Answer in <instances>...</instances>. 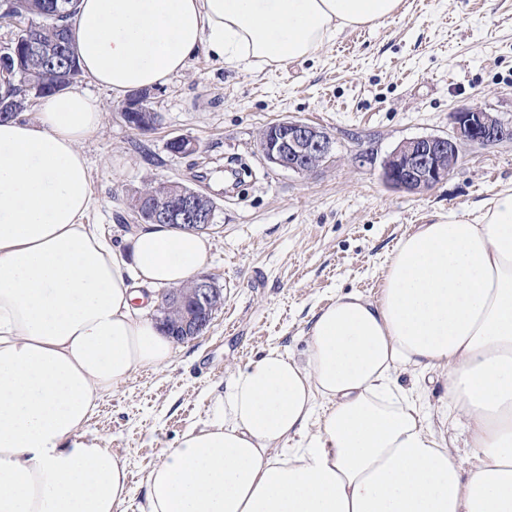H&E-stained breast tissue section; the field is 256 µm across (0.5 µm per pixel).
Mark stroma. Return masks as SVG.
<instances>
[{"mask_svg": "<svg viewBox=\"0 0 512 512\" xmlns=\"http://www.w3.org/2000/svg\"><path fill=\"white\" fill-rule=\"evenodd\" d=\"M103 120L81 143L94 195L90 222L122 244L140 225L129 203L150 182L181 181L216 204L202 268L224 304L200 336L173 345L170 364L147 370L100 403L89 437L123 456L137 512L144 477L166 449L215 416L232 374L269 349L300 355L319 310L338 294L378 297L397 240L433 215L473 210L512 185V142L463 146L448 179L413 195L379 177L403 140L452 134L451 115L480 106L512 123V0H401L375 26L344 30L310 59L261 70L199 50L152 88L158 126L139 133L120 99L81 78ZM326 130L334 151L320 169H275L261 131L283 118ZM192 139L190 155L168 151Z\"/></svg>", "mask_w": 512, "mask_h": 512, "instance_id": "obj_1", "label": "stroma"}]
</instances>
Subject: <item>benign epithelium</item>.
<instances>
[{
    "label": "benign epithelium",
    "mask_w": 512,
    "mask_h": 512,
    "mask_svg": "<svg viewBox=\"0 0 512 512\" xmlns=\"http://www.w3.org/2000/svg\"><path fill=\"white\" fill-rule=\"evenodd\" d=\"M61 42L47 43L39 27L27 29L24 37H16L0 47V78L21 71L13 67L23 56L45 61L63 53ZM144 92L131 94L122 110V118L140 132L152 130L158 116L143 106ZM453 134L426 135L400 142L382 162L380 178L393 189L412 194L422 193L448 179L455 170L464 144L488 146L512 141V125L481 107H463L452 113ZM259 150L265 160L281 170L307 174L322 166L333 151V140L322 128L295 118H285L264 128L259 136ZM172 191L163 200L150 202L137 210L145 224H176L184 229L206 232L214 219L212 199L181 183H171ZM183 305V316L174 326L163 324L170 337L185 340L202 333L210 324L213 312L224 304V296L211 281L200 276L187 297L174 291L161 296L160 310L168 305Z\"/></svg>",
    "instance_id": "benign-epithelium-1"
}]
</instances>
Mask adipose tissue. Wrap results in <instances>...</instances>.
Returning a JSON list of instances; mask_svg holds the SVG:
<instances>
[{
    "label": "adipose tissue",
    "mask_w": 512,
    "mask_h": 512,
    "mask_svg": "<svg viewBox=\"0 0 512 512\" xmlns=\"http://www.w3.org/2000/svg\"><path fill=\"white\" fill-rule=\"evenodd\" d=\"M399 3L80 0L70 34L84 74L120 97L202 47L228 66L312 57ZM101 119L97 98L68 91L0 122V512H125L127 462L86 427L171 360L141 287L190 282L211 249L165 224L116 246L86 223L79 145ZM405 370L442 372L469 464L398 385ZM216 407L149 471L139 512H512V187L401 237L378 298L336 296L302 357L267 350Z\"/></svg>",
    "instance_id": "ef3b65f1"
}]
</instances>
